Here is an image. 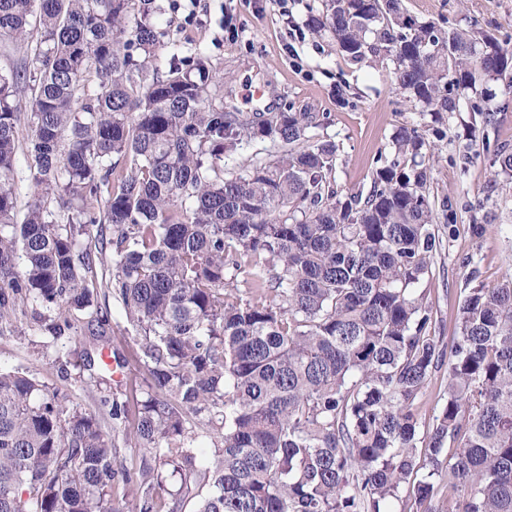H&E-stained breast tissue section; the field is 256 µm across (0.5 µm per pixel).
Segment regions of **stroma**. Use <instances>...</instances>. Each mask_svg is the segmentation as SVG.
Masks as SVG:
<instances>
[{"mask_svg":"<svg viewBox=\"0 0 512 512\" xmlns=\"http://www.w3.org/2000/svg\"><path fill=\"white\" fill-rule=\"evenodd\" d=\"M164 60L184 62L202 52L223 72L228 112H278L285 104L329 114L323 134L336 144L335 179L348 193L368 194L377 159L388 153L403 127L425 130L431 145L428 191L450 198L456 232L440 230L442 243L427 277L434 333L443 342L456 334L457 310L471 276L495 286L512 274V187L497 181L496 154L512 151V84L491 82L498 111L492 124H477L474 95L441 121L420 112L397 91L392 67L350 64L333 36L307 25L322 0H160ZM419 20L446 27L495 30L512 47V0H402ZM262 97H255V89ZM484 225L475 234L473 225ZM25 338L0 335V366L30 370L48 389L94 409L76 370H62L63 348H44L45 331L25 324Z\"/></svg>","mask_w":512,"mask_h":512,"instance_id":"1","label":"stroma"}]
</instances>
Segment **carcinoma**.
Masks as SVG:
<instances>
[{
  "instance_id": "cac0c4a2",
  "label": "carcinoma",
  "mask_w": 512,
  "mask_h": 512,
  "mask_svg": "<svg viewBox=\"0 0 512 512\" xmlns=\"http://www.w3.org/2000/svg\"><path fill=\"white\" fill-rule=\"evenodd\" d=\"M159 11L0 0V39L31 62L0 71V325L29 306L46 346L64 347L69 312L93 306L105 340L111 311L86 285L96 252L135 331L107 361L81 355L94 410L0 367V512H182L194 498L196 512H390L404 484L414 512H512L511 274L459 305L447 400L420 432L442 341L419 285L436 215L454 232L451 202L427 190L425 133L400 129L369 194L345 195L336 144L309 136L329 116L226 112L202 53L162 74ZM309 27L351 63L392 62L434 118L512 81L494 33L422 22L399 0H323ZM22 125L34 195L19 222ZM244 143L269 148L226 168ZM131 360L144 374L127 393Z\"/></svg>"
}]
</instances>
